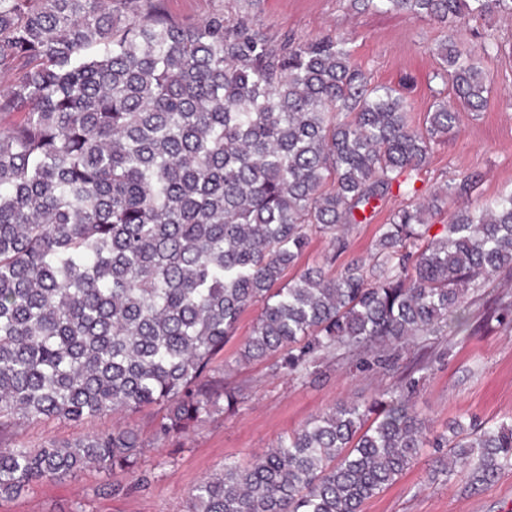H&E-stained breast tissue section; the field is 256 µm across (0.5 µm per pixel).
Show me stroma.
<instances>
[{
    "label": "stroma",
    "instance_id": "obj_1",
    "mask_svg": "<svg viewBox=\"0 0 512 512\" xmlns=\"http://www.w3.org/2000/svg\"><path fill=\"white\" fill-rule=\"evenodd\" d=\"M163 7L183 25L199 24L217 11L230 22L243 16L252 29L277 44L341 35L355 66L371 83L396 90L417 126L435 102L453 98L450 84L438 75L441 46L452 39L478 51L484 40H494L497 50L479 58L491 87L486 107L479 112L460 110L455 128L433 145L423 168L411 172L409 180L419 201L461 174L478 175L471 196L475 202L512 189V16L471 18L454 28L396 11L367 9L352 0H163ZM406 202L405 195L392 192L368 220L350 225L349 247L336 257L333 272L343 271L352 260L370 259L383 224ZM470 299L468 330L448 328L432 343L439 357L412 391L417 411L438 432L453 420L496 422L512 415V313L490 315L498 300L512 301V277L487 283ZM259 315V307L248 308L224 348V381L242 389L235 410L207 419L179 444L146 448L142 467L151 475L148 486L132 485L108 495L99 490L103 474L92 468L78 478L47 481L26 495L0 502V512H187L192 489L225 461H250L337 401L374 398L399 383L405 366L421 352L419 345H408L386 369H357L336 359L314 383L276 376L269 361L238 359ZM115 422L109 415L79 425L30 420L0 434V443L35 448L49 439L68 441L108 429ZM439 468L434 450L424 449L396 484L365 503L363 512H512V470L492 483L473 486L465 476L448 477Z\"/></svg>",
    "mask_w": 512,
    "mask_h": 512
}]
</instances>
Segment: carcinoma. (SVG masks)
Returning <instances> with one entry per match:
<instances>
[{"label": "carcinoma", "mask_w": 512, "mask_h": 512, "mask_svg": "<svg viewBox=\"0 0 512 512\" xmlns=\"http://www.w3.org/2000/svg\"><path fill=\"white\" fill-rule=\"evenodd\" d=\"M456 26L512 15V0H362ZM441 79L473 112L490 87L471 54L441 47ZM0 430L156 407L173 442L239 392L214 361L261 305L238 361L315 378L338 356L396 360L442 335L467 295L512 275V193L456 207L430 238L425 212L464 198L465 175L384 225L371 270L317 267L281 288L311 232L345 226L424 164L456 125L440 101L420 127L370 86L346 41L272 47L243 20L183 26L162 0H0ZM340 401L248 464L224 462L188 512H363L425 447L440 472L488 484L512 470V417L433 434L409 388ZM131 426L38 448L0 444V501L92 465L102 492L146 486Z\"/></svg>", "instance_id": "1"}]
</instances>
